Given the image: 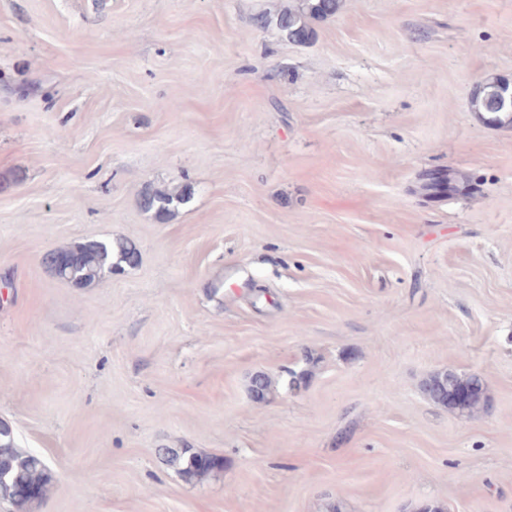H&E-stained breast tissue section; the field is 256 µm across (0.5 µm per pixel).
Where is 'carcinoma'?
<instances>
[{
    "mask_svg": "<svg viewBox=\"0 0 512 512\" xmlns=\"http://www.w3.org/2000/svg\"><path fill=\"white\" fill-rule=\"evenodd\" d=\"M342 8V0H298V3L282 10L276 21L264 13L255 18L260 28L275 23L282 37L290 43L308 42L313 34L309 20H325L333 17ZM505 80L498 77L483 78L472 92L469 105L472 111L484 116L495 124H512V112L499 107V91ZM189 199L188 190L183 189L177 194L145 189L139 196V206L146 212L153 211L164 218L170 214V206L175 202ZM58 255L69 258V262L58 266L59 279L77 288H86L101 278L102 275L114 271L119 265L129 267L139 260L140 251L136 243L130 239H88L68 247L54 250ZM442 373L430 376L423 383L426 397L435 405L457 409V404L441 390ZM454 387L467 393L464 409L474 413L486 408L487 398L485 387L473 390V376L464 377L451 374ZM166 461L187 480L201 479L223 467V460L216 456L192 452L185 448L180 452L165 451ZM0 479L11 487L8 496L14 505L22 509L27 505L41 500L51 481V475L44 460L33 453H23L17 449L11 432L0 430Z\"/></svg>",
    "mask_w": 512,
    "mask_h": 512,
    "instance_id": "carcinoma-1",
    "label": "carcinoma"
}]
</instances>
